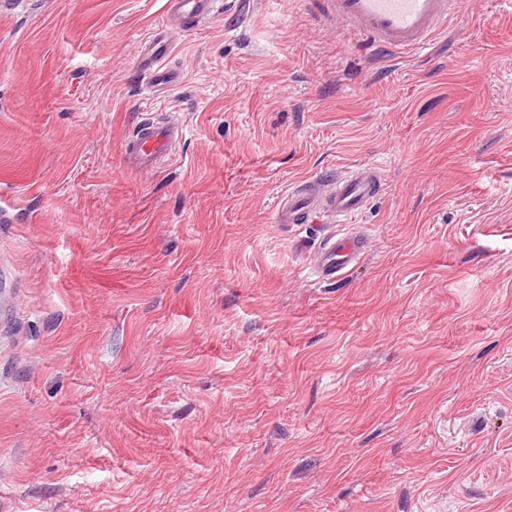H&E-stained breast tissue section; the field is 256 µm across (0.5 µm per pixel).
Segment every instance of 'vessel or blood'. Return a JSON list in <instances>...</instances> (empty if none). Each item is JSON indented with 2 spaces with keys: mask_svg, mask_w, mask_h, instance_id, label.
<instances>
[{
  "mask_svg": "<svg viewBox=\"0 0 512 512\" xmlns=\"http://www.w3.org/2000/svg\"><path fill=\"white\" fill-rule=\"evenodd\" d=\"M218 0H167L166 20L176 26L214 15ZM327 16L370 47L419 53L448 29L449 19L461 11L462 0H321ZM138 63L149 82H170L165 52L140 55ZM181 128L173 120H141L122 147L127 168L139 173L158 171L169 158ZM383 182L380 171L363 165L336 177L316 174L292 187L275 214L279 224H312L329 220L344 232L326 237L312 261L317 280L343 277L368 252L370 240L352 231Z\"/></svg>",
  "mask_w": 512,
  "mask_h": 512,
  "instance_id": "vessel-or-blood-1",
  "label": "vessel or blood"
}]
</instances>
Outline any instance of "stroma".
Returning a JSON list of instances; mask_svg holds the SVG:
<instances>
[{
	"label": "stroma",
	"mask_w": 512,
	"mask_h": 512,
	"mask_svg": "<svg viewBox=\"0 0 512 512\" xmlns=\"http://www.w3.org/2000/svg\"><path fill=\"white\" fill-rule=\"evenodd\" d=\"M165 2L0 12V512H512V0L423 56L223 0L154 88ZM148 117L183 137L141 174ZM374 164L314 281L337 227L284 193ZM170 42L164 50L157 52L153 50L151 53L142 55V43L140 44V51L138 56V63L141 72L147 77L149 82L155 84L172 82L175 77L169 71H167L166 54L168 53ZM180 135L181 128L174 120H141L124 139L122 157L125 166L145 174L158 171ZM337 236V237H336ZM370 240L360 231L326 237L312 261V275L318 281H335L343 277L368 252Z\"/></svg>",
	"instance_id": "35a3bbf8"
}]
</instances>
